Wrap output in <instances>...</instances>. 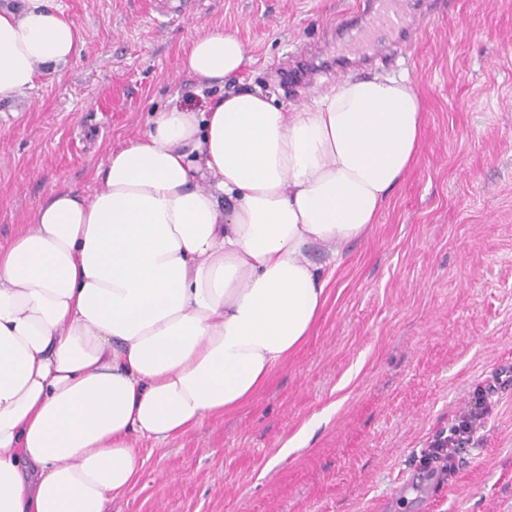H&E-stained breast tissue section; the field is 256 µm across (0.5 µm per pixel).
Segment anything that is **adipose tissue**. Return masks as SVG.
<instances>
[{"label": "adipose tissue", "instance_id": "1", "mask_svg": "<svg viewBox=\"0 0 512 512\" xmlns=\"http://www.w3.org/2000/svg\"><path fill=\"white\" fill-rule=\"evenodd\" d=\"M49 0L0 5V102L76 54ZM232 32L179 61L222 91L158 112L86 197L50 192L0 249V512H103L136 441L247 403L309 336L346 247L415 161L406 78L349 77L286 112L242 87Z\"/></svg>", "mask_w": 512, "mask_h": 512}]
</instances>
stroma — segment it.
<instances>
[{
	"mask_svg": "<svg viewBox=\"0 0 512 512\" xmlns=\"http://www.w3.org/2000/svg\"><path fill=\"white\" fill-rule=\"evenodd\" d=\"M80 52L0 102V248L49 193L93 195L111 148L155 112L204 107L178 67L207 30L236 33L245 85L285 111L284 73L355 0H52ZM365 77L409 78L424 114L416 163L348 250L307 341L246 404L138 444L144 468L105 512H512V0H434L419 33ZM492 410L457 473L396 493L455 417Z\"/></svg>",
	"mask_w": 512,
	"mask_h": 512,
	"instance_id": "35a3bbf8",
	"label": "stroma"
}]
</instances>
